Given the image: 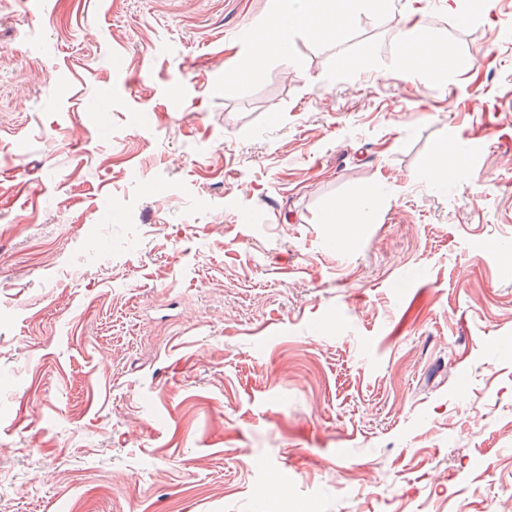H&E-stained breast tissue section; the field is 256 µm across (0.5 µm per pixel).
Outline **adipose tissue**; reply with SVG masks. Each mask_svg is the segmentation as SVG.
Instances as JSON below:
<instances>
[{"instance_id":"obj_1","label":"adipose tissue","mask_w":512,"mask_h":512,"mask_svg":"<svg viewBox=\"0 0 512 512\" xmlns=\"http://www.w3.org/2000/svg\"><path fill=\"white\" fill-rule=\"evenodd\" d=\"M351 23V14H336L334 0H275L271 15L252 34L251 52L230 78L236 82L255 78L272 56L282 59L294 72H303L304 66L293 51L294 36L301 34L324 42L345 35ZM400 48L404 75L446 76L447 50L430 37L421 23L404 26Z\"/></svg>"}]
</instances>
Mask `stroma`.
Returning <instances> with one entry per match:
<instances>
[{"label": "stroma", "mask_w": 512, "mask_h": 512, "mask_svg": "<svg viewBox=\"0 0 512 512\" xmlns=\"http://www.w3.org/2000/svg\"><path fill=\"white\" fill-rule=\"evenodd\" d=\"M273 8L0 0V512H512V0ZM334 0H275V8L252 34V51L227 78L244 82L255 78L271 56L282 59L294 72L304 66L293 51V37L299 33L317 42L346 34L352 14L337 15ZM403 73L408 77L447 76V49L436 43L419 22L406 24L401 32ZM463 167L462 158L448 145L439 148V155L423 178L431 186H435L444 180L458 176ZM377 191V187H367L360 195L336 200L329 204L324 214L325 224H361L368 203Z\"/></svg>", "instance_id": "1"}]
</instances>
